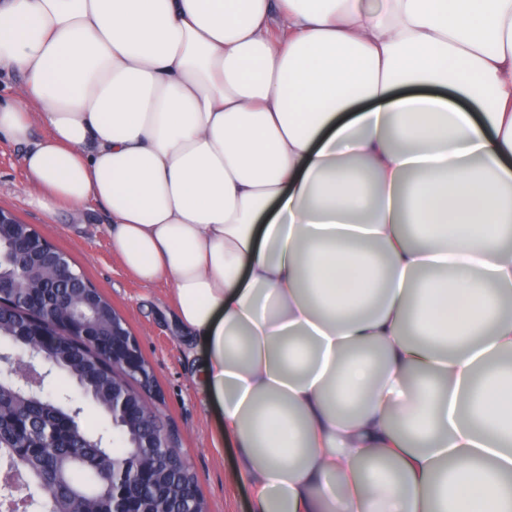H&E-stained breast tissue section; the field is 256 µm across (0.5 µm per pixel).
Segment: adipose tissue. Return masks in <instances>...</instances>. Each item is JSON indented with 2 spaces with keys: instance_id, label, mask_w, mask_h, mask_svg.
<instances>
[{
  "instance_id": "obj_1",
  "label": "adipose tissue",
  "mask_w": 512,
  "mask_h": 512,
  "mask_svg": "<svg viewBox=\"0 0 512 512\" xmlns=\"http://www.w3.org/2000/svg\"><path fill=\"white\" fill-rule=\"evenodd\" d=\"M1 72L32 205L171 279L252 512H512V0H0Z\"/></svg>"
}]
</instances>
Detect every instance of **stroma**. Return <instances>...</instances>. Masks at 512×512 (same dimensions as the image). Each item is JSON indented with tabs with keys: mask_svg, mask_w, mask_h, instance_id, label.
Instances as JSON below:
<instances>
[{
	"mask_svg": "<svg viewBox=\"0 0 512 512\" xmlns=\"http://www.w3.org/2000/svg\"><path fill=\"white\" fill-rule=\"evenodd\" d=\"M32 190L20 148L1 141L0 207L67 253L76 269L125 318L153 371L147 399L177 437L210 512H250L249 489L235 475L234 451L221 443L223 412L202 391V344L188 340L179 328L171 283L161 279L145 284L124 268L110 248L107 219L96 203L49 214L29 205Z\"/></svg>",
	"mask_w": 512,
	"mask_h": 512,
	"instance_id": "1",
	"label": "stroma"
}]
</instances>
